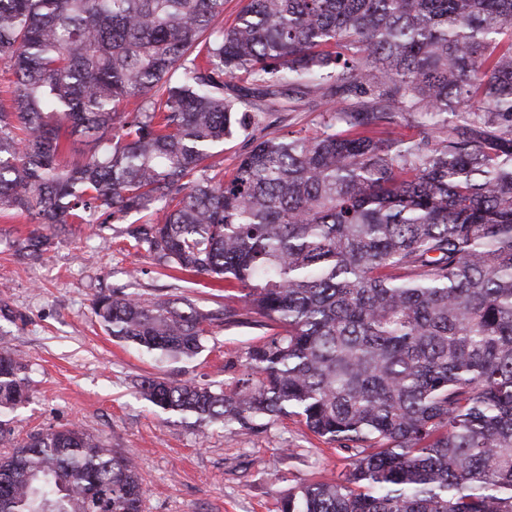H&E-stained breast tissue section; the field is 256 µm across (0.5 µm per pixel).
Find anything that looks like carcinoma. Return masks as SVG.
<instances>
[{
	"instance_id": "obj_1",
	"label": "carcinoma",
	"mask_w": 512,
	"mask_h": 512,
	"mask_svg": "<svg viewBox=\"0 0 512 512\" xmlns=\"http://www.w3.org/2000/svg\"><path fill=\"white\" fill-rule=\"evenodd\" d=\"M0 63V212H142L164 266L245 291L100 294L108 335L189 360L217 320L274 330L231 387L147 377L144 400L199 429L296 417L349 453L282 512H512V0H247L229 25L224 0H0ZM307 96L315 135H254ZM238 130L234 174L207 175ZM30 390L0 340V512H142L136 464L81 426L13 435Z\"/></svg>"
}]
</instances>
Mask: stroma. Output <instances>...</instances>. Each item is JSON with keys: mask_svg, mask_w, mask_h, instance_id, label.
Wrapping results in <instances>:
<instances>
[{"mask_svg": "<svg viewBox=\"0 0 512 512\" xmlns=\"http://www.w3.org/2000/svg\"><path fill=\"white\" fill-rule=\"evenodd\" d=\"M140 222L131 213L104 224H73L31 258L22 247L35 224L21 214L0 215V300L14 314L0 317V333L32 379L29 402L9 417L15 435L83 425L135 461L143 512H280L300 483L345 474L347 452L295 418L272 419L251 433L219 423L201 432L139 396L137 385L146 377L233 383L245 371L247 348L265 334L251 321L219 322L200 355L175 361L104 333L92 302L114 290L185 298L204 311L243 305L236 282L159 265L128 235Z\"/></svg>", "mask_w": 512, "mask_h": 512, "instance_id": "1", "label": "stroma"}]
</instances>
